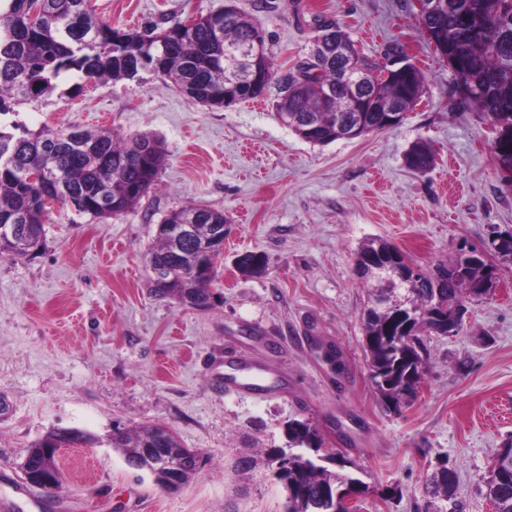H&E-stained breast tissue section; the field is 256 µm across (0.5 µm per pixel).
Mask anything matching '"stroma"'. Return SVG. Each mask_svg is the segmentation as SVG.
<instances>
[{"label":"stroma","instance_id":"1","mask_svg":"<svg viewBox=\"0 0 512 512\" xmlns=\"http://www.w3.org/2000/svg\"><path fill=\"white\" fill-rule=\"evenodd\" d=\"M235 3L259 21L279 66L307 57L318 14L341 22L365 56L400 47L425 76L421 101L394 128L326 146L274 118L275 90L210 108L150 72L87 85L69 74L0 117L32 131L147 133L166 149L159 185L127 213L102 220L57 205L40 254L0 257V512H284L266 452L287 447L293 418L356 461L365 485L356 512H425L422 488L441 462L457 473L462 512H495L484 482L512 438V259L490 254L495 288L467 301L458 335L431 338L420 395L396 415L371 385L368 288L355 256L381 240L428 267L512 232V165L494 149L501 125L452 98L454 73L414 0ZM224 4L91 0L99 19L125 30ZM418 140L435 151L424 173L404 162ZM188 205L227 219L205 308L154 296L144 259L164 215ZM245 252L265 256L263 274L237 268ZM230 358L287 376V397L221 391ZM118 425L167 427L201 454L200 472L160 490L112 448ZM57 428L92 440L60 449L61 487L27 507L11 490L21 456ZM243 459L251 468L239 469Z\"/></svg>","mask_w":512,"mask_h":512}]
</instances>
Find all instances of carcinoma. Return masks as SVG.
<instances>
[{
  "mask_svg": "<svg viewBox=\"0 0 512 512\" xmlns=\"http://www.w3.org/2000/svg\"><path fill=\"white\" fill-rule=\"evenodd\" d=\"M0 9V116L14 107L52 94L61 75L76 71L83 79L120 81L130 78L129 67L140 59L155 67V73L195 101L222 106L224 101V43L248 42L262 32L259 24L239 13L216 11L200 16L191 28L178 20L159 32L125 31L98 19L90 0H7ZM440 7L425 21L430 39L448 46V58L463 72L454 81L451 96L459 103H475L494 122L512 130V0H438ZM334 28L337 43L354 47L343 26L332 18H314L313 42L320 40L325 26ZM256 67L267 81L256 90L248 85L234 91L239 100H250L273 87L277 91L276 115L288 113L308 117L315 134L301 127L292 131L313 145L339 140L337 128L359 124L365 134L388 129L387 110L414 109L424 91V76L408 63L406 76L392 83H369L363 89L364 109L351 111L352 86L345 78L346 64L336 54L310 51L305 60L283 70L276 67L270 50L264 49ZM288 93V100L282 94ZM153 153L142 157L146 143ZM162 143L148 134L122 136L110 129L41 130L33 133L15 122L11 130L0 127V224H15L13 239H0V255L30 256L46 246L44 224L49 211L40 202L41 190L27 182L25 169L39 166L53 175L52 189L63 203L80 214L110 219L134 208L159 182L165 161ZM433 151L425 142L413 143L405 154L406 165L427 171ZM203 219L197 223V239L209 237L212 225L224 223V213L199 205ZM399 249L386 242H370L357 253L356 270L366 281H374L370 300H375L385 274L369 268L368 255L385 257ZM163 259L173 274L152 291L159 298L173 297L198 308L209 306L210 277L193 271L195 243L171 252L163 236L145 254L146 265ZM494 266L479 257L461 267L460 256L419 268L412 284L402 288V305L393 308L372 304L364 313L363 348L368 359L373 389L391 413L416 399L427 373V336L445 335L444 323L463 327L466 300L483 296L494 287ZM446 305L444 320L433 318L436 302ZM162 448L182 447L167 428L157 425L140 432L113 430L112 447L130 460L149 441ZM90 441L76 429L49 432L25 450L31 468L23 470L27 481L46 491L49 485L38 475L60 474L55 449ZM266 459L275 464V475L287 492L286 512H343L337 494L363 492V483L351 475H339L330 466L345 467L339 453H327L310 423L288 422V448H270ZM457 474L444 465L427 480L426 493L446 502L454 499ZM486 497L495 512H512V459L496 455L485 484Z\"/></svg>",
  "mask_w": 512,
  "mask_h": 512,
  "instance_id": "1",
  "label": "carcinoma"
}]
</instances>
